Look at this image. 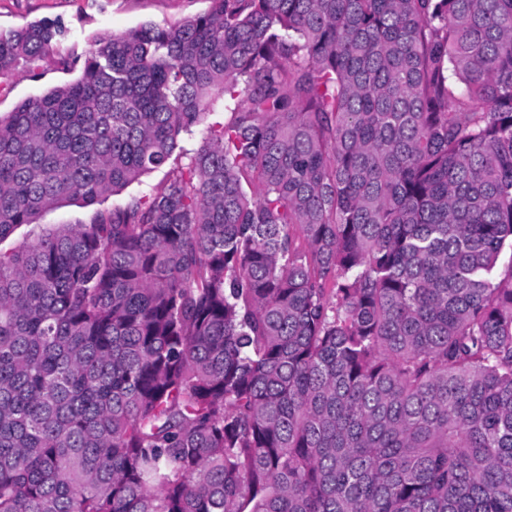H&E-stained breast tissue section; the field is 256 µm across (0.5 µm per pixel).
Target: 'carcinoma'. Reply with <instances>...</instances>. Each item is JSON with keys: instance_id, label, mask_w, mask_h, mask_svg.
<instances>
[{"instance_id": "obj_1", "label": "carcinoma", "mask_w": 512, "mask_h": 512, "mask_svg": "<svg viewBox=\"0 0 512 512\" xmlns=\"http://www.w3.org/2000/svg\"><path fill=\"white\" fill-rule=\"evenodd\" d=\"M208 3L0 116V243L170 167L0 250V512H512V0ZM169 168H163L142 177L141 183H133L127 187L121 194L111 196L106 202L95 206H81L77 203L64 204L52 210L45 212L37 224L23 225L4 243L1 244L2 250L16 247L25 242H30L36 238L43 227H50L58 224H81L87 222L91 211L94 208H110L113 203H118L130 195H143L149 193L154 187L160 184Z\"/></svg>"}]
</instances>
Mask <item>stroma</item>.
Segmentation results:
<instances>
[{"mask_svg":"<svg viewBox=\"0 0 512 512\" xmlns=\"http://www.w3.org/2000/svg\"><path fill=\"white\" fill-rule=\"evenodd\" d=\"M208 0H0V31L40 20H56L64 35L34 71L19 67L0 76V115L22 99L75 80L78 70L59 69L60 55L83 56L94 35H118L146 22H181L203 13ZM89 207L70 203L45 212L38 223L24 225L4 243L13 248L32 241L41 228L87 222Z\"/></svg>","mask_w":512,"mask_h":512,"instance_id":"obj_1","label":"stroma"}]
</instances>
